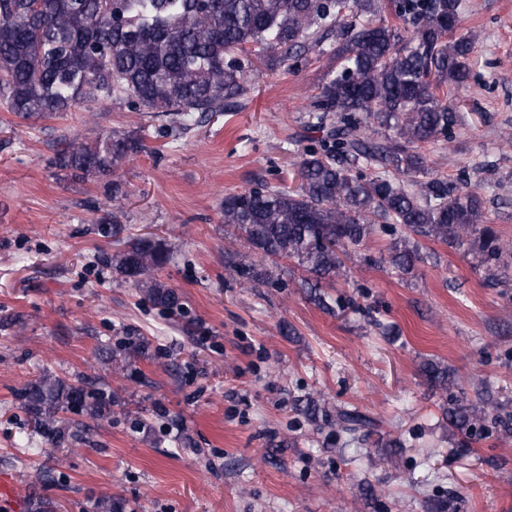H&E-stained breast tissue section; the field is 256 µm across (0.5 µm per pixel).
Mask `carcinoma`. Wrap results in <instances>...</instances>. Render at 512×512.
<instances>
[{"label": "carcinoma", "mask_w": 512, "mask_h": 512, "mask_svg": "<svg viewBox=\"0 0 512 512\" xmlns=\"http://www.w3.org/2000/svg\"><path fill=\"white\" fill-rule=\"evenodd\" d=\"M460 27L461 0H386L377 9L371 0H0V95L26 120L119 100L152 113L176 137L241 107L254 61L284 66L333 32L336 46L307 125L320 136L294 165L297 185L224 196V223L253 253L229 263L233 275L277 287L278 260L292 259L314 275L313 287L332 284L346 275L352 250L384 235L400 273L422 260L424 239L475 254L486 283L508 287L502 257L512 246L487 223L482 195L444 177L426 153L453 139L448 92L471 74L476 40L455 36ZM142 142L132 133L64 138L57 165L96 180L139 153ZM125 230L117 215L97 225L120 246L103 260L145 301L184 316L181 293L160 276L173 259L171 245L155 234L125 237ZM148 346L144 339L108 344L101 359L123 371ZM423 375L448 394V420L464 436L460 450L512 428L502 404L463 403L447 368L429 363ZM19 398L53 448L78 437L61 414L75 411L94 423L112 415V397L86 377L70 383L46 371ZM294 409L318 430L335 428L345 445L374 433L375 421L352 406L299 399Z\"/></svg>", "instance_id": "obj_1"}]
</instances>
